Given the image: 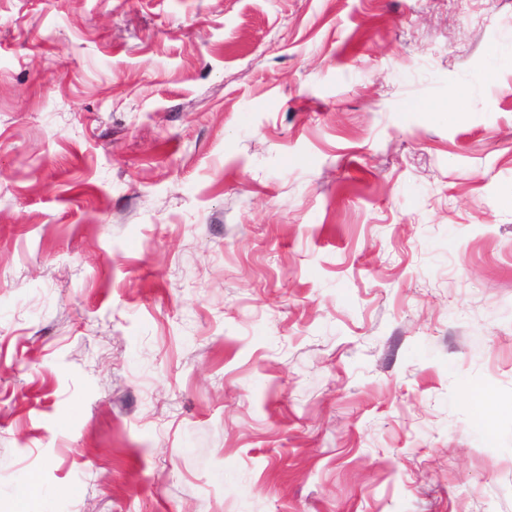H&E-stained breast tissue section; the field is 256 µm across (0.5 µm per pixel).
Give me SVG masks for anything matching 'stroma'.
Returning <instances> with one entry per match:
<instances>
[{
	"label": "stroma",
	"instance_id": "35a3bbf8",
	"mask_svg": "<svg viewBox=\"0 0 512 512\" xmlns=\"http://www.w3.org/2000/svg\"><path fill=\"white\" fill-rule=\"evenodd\" d=\"M492 47L512 0H0V512H512ZM41 487L35 476H28L24 480L18 482L12 489V497L21 505L20 512L30 511L27 505L41 496Z\"/></svg>",
	"mask_w": 512,
	"mask_h": 512
}]
</instances>
